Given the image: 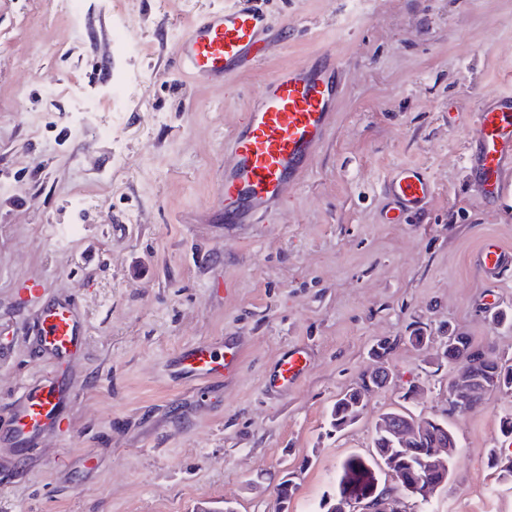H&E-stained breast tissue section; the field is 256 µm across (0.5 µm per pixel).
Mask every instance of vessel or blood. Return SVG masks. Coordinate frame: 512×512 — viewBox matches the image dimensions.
I'll list each match as a JSON object with an SVG mask.
<instances>
[{
  "label": "vessel or blood",
  "mask_w": 512,
  "mask_h": 512,
  "mask_svg": "<svg viewBox=\"0 0 512 512\" xmlns=\"http://www.w3.org/2000/svg\"><path fill=\"white\" fill-rule=\"evenodd\" d=\"M266 34L264 14L239 0L193 20L176 53L182 66L202 82H219L231 71L255 61L254 50ZM333 51L321 54L320 66L302 61L280 69L258 94V103L230 136L233 162L225 167L215 191L214 208L228 224H255L283 198L287 186L301 180L322 148L339 86ZM478 137L464 152V167L481 183L486 198L501 201L512 193V92L484 103L476 114ZM434 192L420 168L398 171L384 185L393 221L418 214ZM474 267L493 278L505 267L497 240H486L473 256ZM30 297L40 300L31 329L35 349L53 364L51 371L28 382L4 414L0 438L26 452L48 430L60 429L64 408L74 398L68 380L56 366L70 362L89 334L75 304L67 299L43 301L41 284H31ZM237 350L216 356L210 345L183 349L177 357L181 372L197 379L232 376ZM308 350L295 347L278 360L267 386L285 389L307 373Z\"/></svg>",
  "instance_id": "1"
}]
</instances>
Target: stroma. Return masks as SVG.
Here are the masks:
<instances>
[{
  "label": "stroma",
  "instance_id": "1",
  "mask_svg": "<svg viewBox=\"0 0 512 512\" xmlns=\"http://www.w3.org/2000/svg\"><path fill=\"white\" fill-rule=\"evenodd\" d=\"M225 0H82L79 33L64 0H0V411L49 369L30 341L38 306L74 301L87 346L64 371L75 400L64 431L28 453L0 444V512H193L233 501L277 512L275 486L299 489L288 512H315L348 457L370 458L378 418L394 409L447 420L450 475L407 512H512V458L500 430L512 394L448 412V332L512 360V271L496 282L471 262L493 238L512 253V205L483 202L462 167L483 101L512 92V0H249L267 15L259 62L212 85L175 45ZM129 28L136 50L119 47ZM335 52L341 92L306 177L260 223L212 220L229 137L280 68ZM435 184L426 209L383 221L398 167ZM427 329L425 350L408 341ZM391 349V379L360 421L326 414ZM241 352L209 383L177 377L183 347ZM310 367L294 386L266 381L288 348ZM426 388L407 398L410 385Z\"/></svg>",
  "mask_w": 512,
  "mask_h": 512
}]
</instances>
